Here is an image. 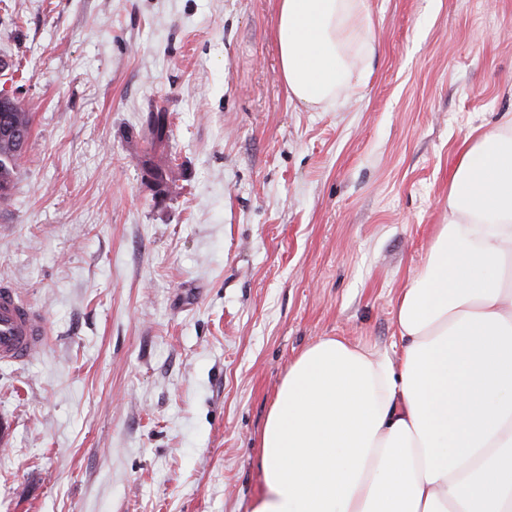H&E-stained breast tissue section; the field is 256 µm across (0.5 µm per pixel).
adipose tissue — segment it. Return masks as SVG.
Segmentation results:
<instances>
[{
  "label": "adipose tissue",
  "instance_id": "1",
  "mask_svg": "<svg viewBox=\"0 0 512 512\" xmlns=\"http://www.w3.org/2000/svg\"><path fill=\"white\" fill-rule=\"evenodd\" d=\"M372 27L367 0H279L289 98L343 104ZM395 327L393 354L336 336L289 364L252 512H512V122L462 150Z\"/></svg>",
  "mask_w": 512,
  "mask_h": 512
}]
</instances>
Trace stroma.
Listing matches in <instances>:
<instances>
[{
    "instance_id": "obj_1",
    "label": "stroma",
    "mask_w": 512,
    "mask_h": 512,
    "mask_svg": "<svg viewBox=\"0 0 512 512\" xmlns=\"http://www.w3.org/2000/svg\"><path fill=\"white\" fill-rule=\"evenodd\" d=\"M13 3L0 95L32 127L0 281L49 340L0 363V512H251L289 364L392 352L464 138L512 116V0H367L370 76L331 111L288 96L278 0Z\"/></svg>"
}]
</instances>
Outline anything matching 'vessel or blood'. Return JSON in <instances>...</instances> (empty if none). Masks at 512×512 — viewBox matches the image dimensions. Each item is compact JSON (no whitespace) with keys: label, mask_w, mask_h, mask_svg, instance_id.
<instances>
[{"label":"vessel or blood","mask_w":512,"mask_h":512,"mask_svg":"<svg viewBox=\"0 0 512 512\" xmlns=\"http://www.w3.org/2000/svg\"><path fill=\"white\" fill-rule=\"evenodd\" d=\"M47 334L42 313L12 283L0 281V362L29 361L43 349Z\"/></svg>","instance_id":"b4317fda"}]
</instances>
